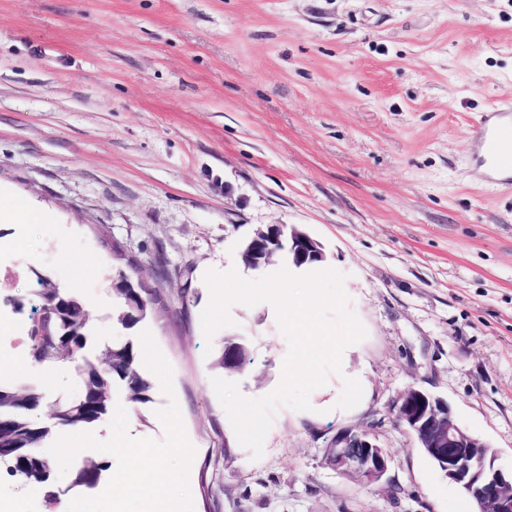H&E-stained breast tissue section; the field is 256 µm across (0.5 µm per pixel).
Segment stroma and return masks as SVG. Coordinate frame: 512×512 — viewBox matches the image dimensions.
<instances>
[{"instance_id":"35a3bbf8","label":"stroma","mask_w":512,"mask_h":512,"mask_svg":"<svg viewBox=\"0 0 512 512\" xmlns=\"http://www.w3.org/2000/svg\"><path fill=\"white\" fill-rule=\"evenodd\" d=\"M512 103V0H0V198L32 224L0 222V328L21 337L16 382L80 398L70 365L36 361L27 341L37 274L87 306L90 345L150 330L173 369L152 379L128 432L164 439L176 399L194 448V512H472L393 420L410 387L446 401L512 467V187L474 157L481 119ZM288 224L345 276L367 331L310 396L280 407L254 458L213 378L254 399L282 380L288 342L271 303L229 308L205 338L208 271L254 281L240 260L255 230ZM152 291L124 327L112 274ZM26 308L16 311L13 299ZM229 339L243 370L216 359ZM360 403L337 409L343 380ZM367 431L391 455L368 488L327 465L337 432ZM0 478L20 512H59L74 495ZM227 344L236 347L238 350V359L236 358V353L234 349L230 348L229 346L225 345L224 350L221 352L217 359V364L221 366L222 368H229V369H235L236 361L238 360L239 368L240 370L245 367L247 364H250L251 359V353L249 347L243 343V342H235L230 341ZM237 359V360H236ZM225 360V365H224Z\"/></svg>"}]
</instances>
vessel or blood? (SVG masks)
<instances>
[{
	"label": "vessel or blood",
	"instance_id": "b4317fda",
	"mask_svg": "<svg viewBox=\"0 0 512 512\" xmlns=\"http://www.w3.org/2000/svg\"><path fill=\"white\" fill-rule=\"evenodd\" d=\"M479 158L491 178L512 184V106L493 108L476 136Z\"/></svg>",
	"mask_w": 512,
	"mask_h": 512
}]
</instances>
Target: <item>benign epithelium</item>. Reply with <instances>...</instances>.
Listing matches in <instances>:
<instances>
[{
  "instance_id": "obj_1",
  "label": "benign epithelium",
  "mask_w": 512,
  "mask_h": 512,
  "mask_svg": "<svg viewBox=\"0 0 512 512\" xmlns=\"http://www.w3.org/2000/svg\"><path fill=\"white\" fill-rule=\"evenodd\" d=\"M287 250L301 260L324 259L318 241L286 224L257 230L241 258L246 266L260 269ZM393 414L397 424L413 433L419 447L444 463L448 481L482 504V512H512V470L496 465L488 445L460 425L446 401L409 388L397 400ZM327 461L338 473L377 485L387 474L391 458L371 433L343 430L332 439Z\"/></svg>"
}]
</instances>
